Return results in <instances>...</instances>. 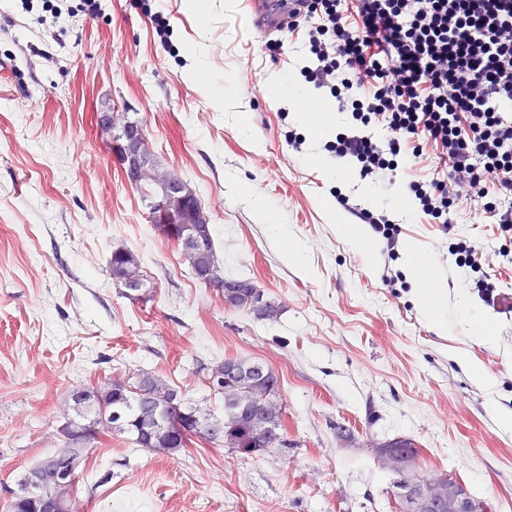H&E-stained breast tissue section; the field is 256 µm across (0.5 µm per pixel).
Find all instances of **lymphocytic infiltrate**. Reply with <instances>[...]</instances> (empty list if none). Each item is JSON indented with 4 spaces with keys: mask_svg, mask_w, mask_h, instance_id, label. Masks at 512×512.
<instances>
[{
    "mask_svg": "<svg viewBox=\"0 0 512 512\" xmlns=\"http://www.w3.org/2000/svg\"><path fill=\"white\" fill-rule=\"evenodd\" d=\"M307 82L354 124L329 149L378 187L395 184L399 156L434 146L442 173L408 183L417 215L449 224L474 203L512 234V0H304ZM336 200L395 256L386 214Z\"/></svg>",
    "mask_w": 512,
    "mask_h": 512,
    "instance_id": "obj_1",
    "label": "lymphocytic infiltrate"
}]
</instances>
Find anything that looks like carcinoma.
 Wrapping results in <instances>:
<instances>
[{
  "instance_id": "obj_1",
  "label": "carcinoma",
  "mask_w": 512,
  "mask_h": 512,
  "mask_svg": "<svg viewBox=\"0 0 512 512\" xmlns=\"http://www.w3.org/2000/svg\"><path fill=\"white\" fill-rule=\"evenodd\" d=\"M152 224L166 238L177 240L182 230L192 225L191 206L177 212L173 221L164 222L160 217L151 218ZM185 262L192 272L208 267L214 271L210 288L217 295L224 294V270L219 265L212 232H207L202 244L195 248H182ZM112 281L119 288V294L130 301L141 300L149 294L147 276L141 269L137 256L130 250L118 247L112 250L109 259ZM234 308L245 310L258 320L274 321L281 315L283 306L273 301L261 306L245 294L237 299ZM224 373V363L208 365L197 363L194 371L199 382L211 393L224 400V418L209 421L199 409L191 406L180 391L167 381L150 372L140 371L126 380H109L97 389V398L82 409L86 420L98 427L91 436L95 440L104 433L114 431L127 435L131 444L142 448L148 444L149 427L155 424L158 410L166 405V417L186 423L185 433L175 441L180 448L190 447L202 439L216 448H227L233 452L259 456L272 449L288 447L285 408L280 398V380L272 366L261 361L251 362L246 376L233 383H221L218 375ZM258 403L262 411L254 415L243 409L248 403ZM402 450L409 454L418 453L417 446L407 438L393 439L373 449L376 457L383 451ZM418 481L427 489L438 485V476L421 475L416 470L409 474L404 470L392 478L394 497H399L410 482ZM3 512H54V506L37 499L17 497L3 507Z\"/></svg>"
}]
</instances>
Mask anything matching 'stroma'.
<instances>
[{"instance_id": "stroma-1", "label": "stroma", "mask_w": 512, "mask_h": 512, "mask_svg": "<svg viewBox=\"0 0 512 512\" xmlns=\"http://www.w3.org/2000/svg\"><path fill=\"white\" fill-rule=\"evenodd\" d=\"M80 2L65 0L76 14L57 23L44 0H0V505L56 450V428L76 416L73 390L145 369L219 417L224 402L193 365L238 356L277 372L287 447L243 457L202 441L165 456L104 435L80 468L81 512H398L372 451L395 438L417 445L421 471L453 472L492 512H512V315L475 286L482 276L495 297L512 296V239L470 207L446 228L420 223L406 187L422 174L412 158L382 190L329 152L350 114L312 90L316 134L268 93L274 71L302 82L305 51L293 41L271 59L242 0H205L203 19L186 0H100L92 18ZM159 10L172 28L166 44ZM192 48L230 104L190 78ZM107 109L144 123L158 169L202 200L225 275L280 302L277 321L225 308L155 229L97 125ZM340 193L372 210L388 199L401 227L395 258L377 233L357 245L348 213L331 221ZM462 241L479 271L457 266ZM119 246L138 256L152 300L119 295L108 268ZM411 248L448 294L447 327L421 316ZM464 294L471 309L459 305ZM473 315L488 340L471 336ZM340 426L350 437H337Z\"/></svg>"}]
</instances>
